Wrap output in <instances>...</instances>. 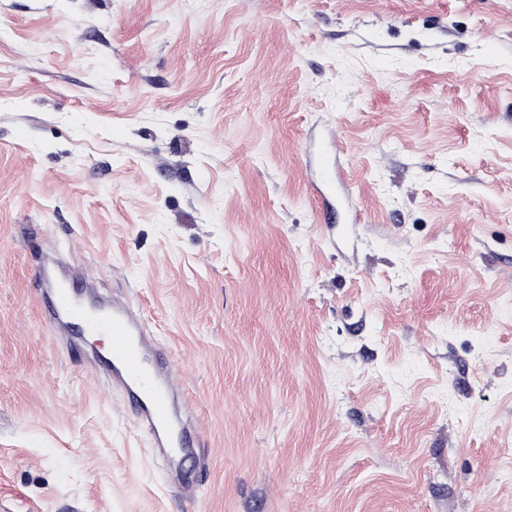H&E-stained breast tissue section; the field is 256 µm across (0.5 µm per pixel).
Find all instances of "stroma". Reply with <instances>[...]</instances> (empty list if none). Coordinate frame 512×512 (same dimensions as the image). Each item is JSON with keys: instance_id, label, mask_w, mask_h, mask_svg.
<instances>
[{"instance_id": "obj_1", "label": "stroma", "mask_w": 512, "mask_h": 512, "mask_svg": "<svg viewBox=\"0 0 512 512\" xmlns=\"http://www.w3.org/2000/svg\"><path fill=\"white\" fill-rule=\"evenodd\" d=\"M55 252L159 336L194 491ZM0 512H512V0H0ZM337 152L338 149L336 147V163H334L330 155L322 160L316 181L314 182V186L317 189L319 185L324 188H332L342 178L343 171L337 161Z\"/></svg>"}]
</instances>
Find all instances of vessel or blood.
Here are the masks:
<instances>
[{
    "label": "vessel or blood",
    "mask_w": 512,
    "mask_h": 512,
    "mask_svg": "<svg viewBox=\"0 0 512 512\" xmlns=\"http://www.w3.org/2000/svg\"><path fill=\"white\" fill-rule=\"evenodd\" d=\"M75 281L84 285L88 298L72 289ZM38 287L58 335L111 338L109 353L89 354L88 361L124 396L136 427L150 438L156 459L173 468L176 456L187 452L196 427L173 384L164 348L144 317L124 299L100 296L88 272L53 259L45 260Z\"/></svg>",
    "instance_id": "b4317fda"
}]
</instances>
